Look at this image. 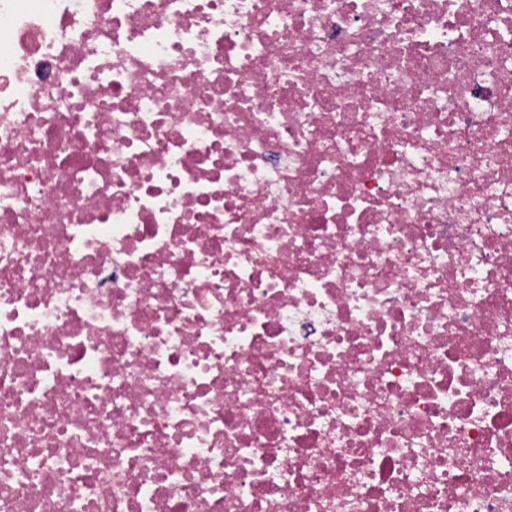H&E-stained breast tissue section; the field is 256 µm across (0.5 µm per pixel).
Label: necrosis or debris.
Listing matches in <instances>:
<instances>
[{
	"label": "necrosis or debris",
	"mask_w": 512,
	"mask_h": 512,
	"mask_svg": "<svg viewBox=\"0 0 512 512\" xmlns=\"http://www.w3.org/2000/svg\"><path fill=\"white\" fill-rule=\"evenodd\" d=\"M0 512H512V0H0Z\"/></svg>",
	"instance_id": "4bbe7bcc"
}]
</instances>
